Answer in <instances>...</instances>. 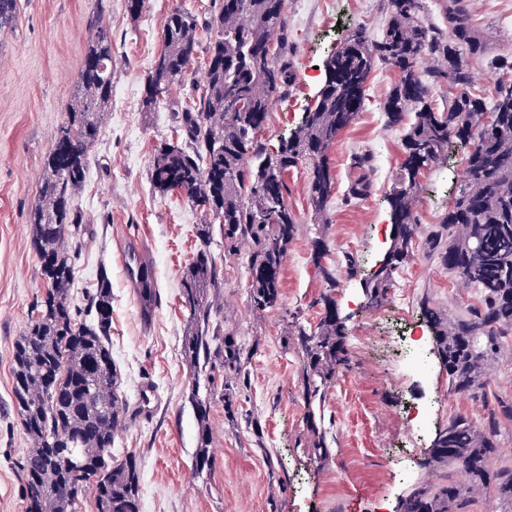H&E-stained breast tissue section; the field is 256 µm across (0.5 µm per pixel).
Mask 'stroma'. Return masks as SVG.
I'll use <instances>...</instances> for the list:
<instances>
[{
  "label": "stroma",
  "mask_w": 512,
  "mask_h": 512,
  "mask_svg": "<svg viewBox=\"0 0 512 512\" xmlns=\"http://www.w3.org/2000/svg\"><path fill=\"white\" fill-rule=\"evenodd\" d=\"M109 3L103 23L112 33V100L89 150L86 182L72 199L84 216L83 232L68 244L76 255L74 303L83 304L100 273L112 283V359L126 405L112 457L136 458L140 512H400L416 482L435 471L430 450L440 428L456 414L476 422L484 412L481 397L450 392L435 333L419 308L424 296L452 315L478 302L476 290L425 249L462 181L461 154L449 151L420 175L413 255L394 271L378 306L360 283L375 273L392 239L387 198L404 160L406 130L390 125L384 111L395 73L376 71L362 112L328 150L334 185L324 217L308 205L307 166L288 170V205L298 232L282 264L280 308L252 311L242 256L225 263L219 288L208 294L225 331L251 355V389L229 421L224 390L216 388L213 466L196 475L197 422L188 401L193 371L183 353L190 321L181 280L201 247L196 227L206 216L181 194L155 193L150 182L157 149L176 138L174 111L188 103L190 82L173 85L157 111L143 112L142 105L167 16L186 8L199 19L190 80L197 81L214 8L212 0H142L134 17L127 0ZM96 8V0H18L13 28L0 34V512L26 510L19 463L32 442L13 397L12 352L45 292L30 214L55 133L66 120L87 48V19ZM285 15L294 81L273 101L261 134L271 153L323 87L329 53L360 29L378 39L389 17L386 0H285ZM472 18L493 53L512 55V0H475ZM362 177L368 192L352 197L350 188ZM319 237L328 249L323 263L339 281L336 308L350 357L321 405L331 449L325 459L308 452L302 355L286 340L289 324L313 327L320 320L315 300L326 284L312 261ZM129 254L154 274L156 300L148 317L123 267ZM147 381L155 395L144 411L139 389Z\"/></svg>",
  "instance_id": "1"
}]
</instances>
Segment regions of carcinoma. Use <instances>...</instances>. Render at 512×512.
Wrapping results in <instances>:
<instances>
[{"label": "carcinoma", "mask_w": 512, "mask_h": 512, "mask_svg": "<svg viewBox=\"0 0 512 512\" xmlns=\"http://www.w3.org/2000/svg\"><path fill=\"white\" fill-rule=\"evenodd\" d=\"M390 19L383 35L371 40L355 33L328 63L334 82L319 95L278 153H267L259 138L273 99L293 79L285 60L288 43L284 0H214L210 27L216 31L207 51L206 76L192 83L191 108L175 113L182 141L162 145L152 164L151 181L161 194L178 191L211 220L198 226L208 243L218 230L225 258L247 249L248 295L257 312L281 302V269L297 220L288 206L285 173L309 165L308 201L321 216L332 194L333 177L326 152L338 134L361 112L375 64L398 73L386 102L388 122L397 125L411 112L403 138L405 160L389 194L396 233L391 260L363 292L376 304L387 296L395 269L413 254L417 224L413 200L420 167L448 147L452 138L464 152V179L448 215L429 233L440 266L478 290L481 305L467 314L446 317L427 298L421 307L433 326L437 351L448 370V389L469 393L481 388L488 362L512 334V79L497 80L489 100L470 95L472 73L464 57L483 59L489 41L476 34L471 0H444L445 28L426 23L422 0H388ZM88 18L91 39L74 79V101L47 156L39 201L31 215L32 244L41 264L45 295L36 301L25 334L14 344L13 394L21 424L34 442L20 463L26 512H75L87 490L97 512H140V473L130 457L109 464L114 434L125 403L114 392L112 361V287L101 273L85 308L71 298L75 253L65 244L82 232L84 217L71 205L82 186L88 149L100 137L101 112L112 97V33L103 25L104 3ZM17 0H0V33L16 18ZM198 19L176 8L163 29V49L148 76L143 111L154 112L169 87L185 80L196 55ZM440 64L421 67L423 55ZM448 85V105L434 108L435 86ZM247 108L230 112L236 100ZM480 249L473 250L474 243ZM327 254L315 240L313 262L327 284L318 304L315 329L290 331L303 356L304 397H322L328 382L346 368L345 328L336 312L337 279L322 264ZM223 274L222 259L198 253L182 280L191 332L184 353L194 369L188 396L197 421L194 470L212 469L210 392L214 372H224V414L235 418L237 393L248 382V352L232 333H223L207 286ZM153 275L142 266L138 289L144 313L154 299ZM484 417L476 426L457 414L437 433L431 462L449 468L439 484L428 480L412 489L401 512H449L463 505L468 491L493 489L504 512H512V468H493L501 437L512 429V394L483 395ZM313 452L329 454L315 412L307 418Z\"/></svg>", "instance_id": "1"}]
</instances>
